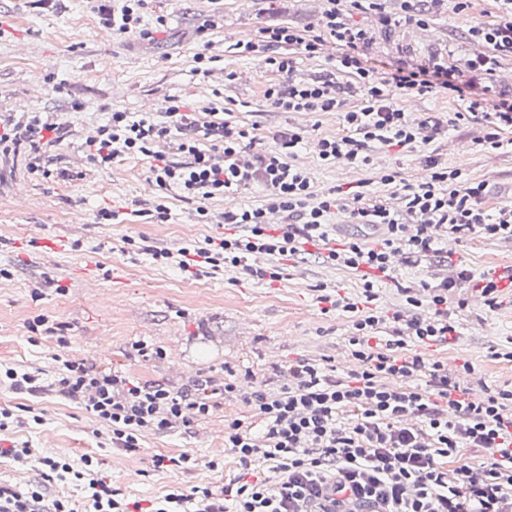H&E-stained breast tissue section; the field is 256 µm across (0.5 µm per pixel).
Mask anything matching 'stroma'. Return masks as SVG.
<instances>
[{
    "label": "stroma",
    "mask_w": 512,
    "mask_h": 512,
    "mask_svg": "<svg viewBox=\"0 0 512 512\" xmlns=\"http://www.w3.org/2000/svg\"><path fill=\"white\" fill-rule=\"evenodd\" d=\"M383 8L391 27H379L371 11L350 17L372 32L365 57L382 74L439 59L463 65L486 52L477 31L500 13L497 0H473L463 11L454 0H414L409 7L384 0ZM325 9L324 0H148L142 25L153 34L147 39L103 26L95 0H0V113L47 112L70 129L48 153L50 177L31 173L26 154L0 159V269L6 271L0 277V370L33 372L45 386L36 394L20 393L0 380V412L12 415L0 438L32 451L23 464L0 457V482L20 490L39 484L45 504L64 497L78 512H90L84 484L45 481L40 463L61 456L78 467L89 458L114 488L146 506L174 487L221 488L240 472L236 455L224 446L225 422L240 420L254 432L263 425L243 398L233 397L208 418L166 433H144L138 451L114 448L110 428L79 400L54 390L55 357L62 353L176 390L226 369L275 390L281 371L299 358L333 359L340 372L346 367L352 322L347 313L319 303L316 290L357 294L359 274L324 262L316 247L285 260L277 281L256 282L230 266L187 273L180 264L182 248L203 245L222 230L235 233V226L225 225V213L265 206L270 193L260 187L227 193L207 202V221L199 223L194 203L150 183L148 159L125 156L108 169L93 167L86 139L110 111L139 113L149 101L157 115L172 99L192 116L217 107L233 127L247 131L248 156L274 149L279 133L304 131L307 144L294 162L318 191L339 187L350 194L367 179L372 197L395 209L402 185L425 176L430 155L470 181L485 183L481 206L487 213L512 199V148L483 144L481 117L455 121L466 104L443 91L394 97L403 111L442 121L431 142L368 147L369 163L361 167L320 160L312 142L345 135L343 114L360 104V94H345L336 112L273 108L265 93L281 83V74L266 65L254 68L253 56L233 53L232 46L258 40L262 28L279 23L320 32ZM199 53L210 59L204 75L194 70ZM388 171L396 174L394 184L381 181ZM14 182L28 186L24 206H14L6 195ZM161 204L171 212L164 224L153 219ZM104 207L118 212L117 223H100ZM52 238L64 239L65 249L30 264L38 243ZM155 250L168 252V260H154ZM89 262L99 279L94 288L82 283ZM506 263L512 264L511 240L474 235L459 242L455 253L394 266L378 285L376 305L389 313L404 310L401 288L422 280L440 283L467 268L472 280L448 293V313L461 334L450 344L426 348L425 355L470 362L474 374L464 384L471 389L510 387L512 361L497 352L512 337V291L493 310L470 301L474 279ZM39 316L60 327L61 335L31 333L29 325ZM138 340L161 346L164 357L138 356ZM183 454L192 458L188 468L153 464L155 456Z\"/></svg>",
    "instance_id": "stroma-1"
}]
</instances>
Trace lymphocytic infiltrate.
<instances>
[{
	"label": "lymphocytic infiltrate",
	"instance_id": "f902f5d3",
	"mask_svg": "<svg viewBox=\"0 0 512 512\" xmlns=\"http://www.w3.org/2000/svg\"><path fill=\"white\" fill-rule=\"evenodd\" d=\"M324 31L310 34L286 25L262 29L258 41L239 42L237 53L267 52V61L289 75L288 84L269 88L267 99L286 112L342 111L346 135L322 140L320 158L330 162L346 157L361 163L369 145H410L424 127L411 123L390 96L391 88L420 95L443 88L466 101L468 113H480L488 130L483 138L501 147L503 130L512 129V97L491 102L488 78L503 58H512V0H501L500 20L482 29L489 52L467 60L464 68L441 63L402 70L386 80L363 65L361 51L369 45V31L352 25L354 11H377L381 0H326ZM339 46L338 72L355 76L366 93L359 108L343 111L339 86L330 80L294 81L295 53L314 55L322 42ZM164 121L149 115L112 112L88 147V157L98 168L109 167L126 155L151 159V177L161 189H177L182 198L197 202L199 218H206V202L231 190L255 183L271 192L272 207L295 216L296 221L272 233L263 208L227 214L230 224L243 226L238 238H207L191 249L184 268L196 271L220 265L242 268L258 281L280 279L276 267L248 265L249 253L260 251L280 258L303 252L305 245L328 240L330 219L345 209L350 223L378 229L376 242L352 237L331 249L333 264L363 273V288L354 296L334 299V307L354 315L346 346L358 366L338 376L330 368L299 360L288 365V382L271 391L258 386L243 392L234 372L223 382L214 377L198 381L194 391L143 384L114 371L98 370L59 355L60 393L82 401L85 410L112 430L113 447L128 452L139 448L145 430L164 432L183 419L186 411L197 418L210 415L220 396L244 394L264 421L254 434L234 420L224 426V444L234 449L241 471L221 489L193 488L191 493L172 489L149 507L127 500L106 478L95 476L92 459L77 470L67 461L44 458L47 480L86 481L94 512H512V387L490 391L484 400H469L460 374L449 373L440 362L424 357V347L456 338L448 317L450 283L420 282L402 288L408 305L424 307L427 318L411 317L404 327L380 336L386 321L375 309L376 283L385 271L389 251L404 246L415 260L435 253L439 233L512 240V209L487 215L481 206L485 185L462 180L459 170L428 158L425 181L404 186L402 210L394 212L376 199L356 192L341 203L336 192H318L308 176L291 159L303 141L300 131L281 133L275 149L258 155L255 162L239 159L246 133L225 121L199 120L182 113L171 102ZM180 131L177 150L183 161H153L156 139ZM65 132L39 112H24L0 119V154L26 150L31 172L49 176L42 165L49 147L60 143ZM213 140L210 150L201 140ZM420 216L415 233H408L406 217ZM351 422H341V414ZM482 448L488 453L483 466L460 465L448 472V460L461 449ZM270 462L277 483L254 475L257 460ZM43 492L34 485L19 490L0 484V512H76L74 504L57 499L44 509Z\"/></svg>",
	"mask_w": 512,
	"mask_h": 512
}]
</instances>
